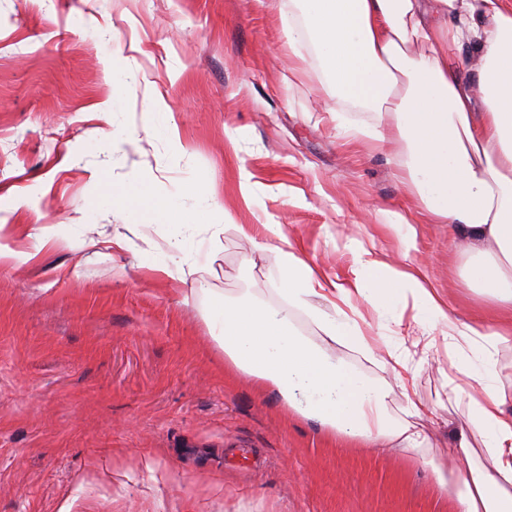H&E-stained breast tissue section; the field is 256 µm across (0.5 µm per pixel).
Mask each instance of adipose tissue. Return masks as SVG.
Listing matches in <instances>:
<instances>
[{
    "label": "adipose tissue",
    "mask_w": 512,
    "mask_h": 512,
    "mask_svg": "<svg viewBox=\"0 0 512 512\" xmlns=\"http://www.w3.org/2000/svg\"><path fill=\"white\" fill-rule=\"evenodd\" d=\"M284 27L292 55L318 63L337 103L389 116V124L361 129L360 137L375 148H398L409 196L431 223L452 225L468 241L465 280L506 319L497 326L461 322L417 272L392 273L361 247L351 280L324 287L273 224L276 284L286 307L217 300L205 320L225 363L276 392L286 411L346 440L415 449L427 436L391 417L388 391L293 331L291 312H307L328 339L360 351L370 343L358 322L341 310L324 314L312 298L346 303L356 294L377 311L412 301L448 340H484L478 354L488 366L499 346L512 343V0H288ZM466 42L481 56L472 83L448 60L450 49ZM467 398L470 427L459 432L448 455L471 456L477 439L493 468L472 471L457 486L442 476L437 482L455 512H505V503H512L506 394L480 376Z\"/></svg>",
    "instance_id": "adipose-tissue-1"
}]
</instances>
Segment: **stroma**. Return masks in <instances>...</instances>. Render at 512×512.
<instances>
[{
    "instance_id": "obj_1",
    "label": "stroma",
    "mask_w": 512,
    "mask_h": 512,
    "mask_svg": "<svg viewBox=\"0 0 512 512\" xmlns=\"http://www.w3.org/2000/svg\"><path fill=\"white\" fill-rule=\"evenodd\" d=\"M287 12L288 0H0V246L15 253L0 263V512H454L435 472L468 473L448 456L469 426L451 386L468 379H449L448 344L416 310L352 297L368 353L292 316L390 389L394 419L425 409L430 440L415 451L329 439L229 369L204 321L215 298L284 303L276 251L243 225H280L327 284L351 279L360 243L394 271L422 266L461 321L489 306L462 277L461 237L413 207L397 150L350 136L376 113L298 69ZM142 181L161 208L147 223L105 189Z\"/></svg>"
}]
</instances>
